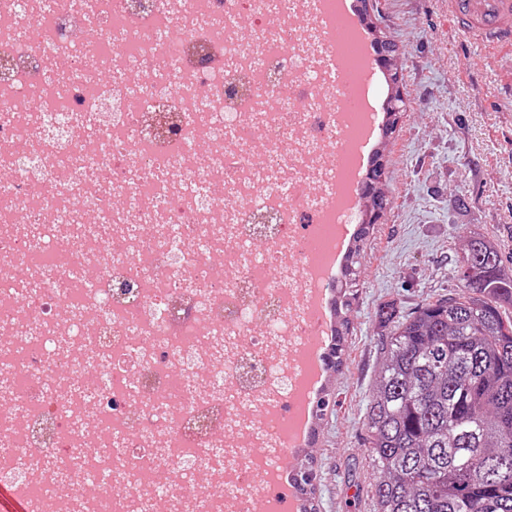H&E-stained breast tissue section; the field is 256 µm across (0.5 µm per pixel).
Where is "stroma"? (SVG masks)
<instances>
[{
  "label": "stroma",
  "instance_id": "35a3bbf8",
  "mask_svg": "<svg viewBox=\"0 0 512 512\" xmlns=\"http://www.w3.org/2000/svg\"><path fill=\"white\" fill-rule=\"evenodd\" d=\"M377 25L397 48L399 83L382 76L385 108L402 90L394 133L376 142L385 163L387 205L361 244L362 266L343 338L346 364L329 371L330 405L313 423L308 449L316 512H374L363 426L365 404L392 324L419 305L457 292L454 258L467 237L512 252V50L467 44L445 0H376Z\"/></svg>",
  "mask_w": 512,
  "mask_h": 512
}]
</instances>
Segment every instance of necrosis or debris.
Returning a JSON list of instances; mask_svg holds the SVG:
<instances>
[{"label":"necrosis or debris","mask_w":512,"mask_h":512,"mask_svg":"<svg viewBox=\"0 0 512 512\" xmlns=\"http://www.w3.org/2000/svg\"><path fill=\"white\" fill-rule=\"evenodd\" d=\"M135 2L0 0V486L254 512L361 88L326 0Z\"/></svg>","instance_id":"1"}]
</instances>
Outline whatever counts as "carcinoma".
I'll list each match as a JSON object with an SVG mask.
<instances>
[{
  "mask_svg": "<svg viewBox=\"0 0 512 512\" xmlns=\"http://www.w3.org/2000/svg\"><path fill=\"white\" fill-rule=\"evenodd\" d=\"M512 255L468 239L455 268L460 292L394 322L366 407L377 512H512ZM360 245L343 276L356 280ZM348 297L333 303L343 335ZM312 465L293 482L308 494Z\"/></svg>",
  "mask_w": 512,
  "mask_h": 512,
  "instance_id": "carcinoma-1",
  "label": "carcinoma"
}]
</instances>
